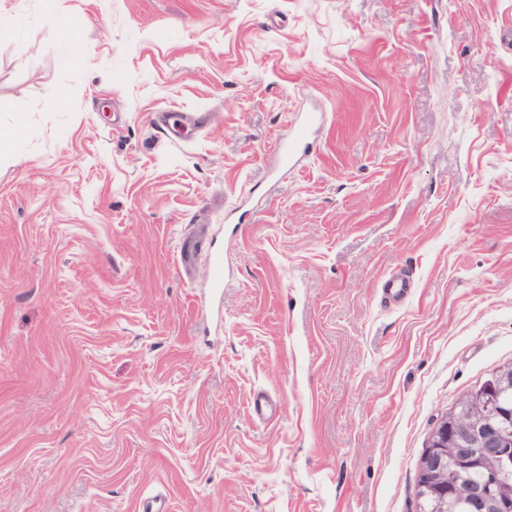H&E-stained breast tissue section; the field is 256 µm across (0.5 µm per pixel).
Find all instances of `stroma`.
<instances>
[{
  "label": "stroma",
  "instance_id": "1",
  "mask_svg": "<svg viewBox=\"0 0 512 512\" xmlns=\"http://www.w3.org/2000/svg\"><path fill=\"white\" fill-rule=\"evenodd\" d=\"M0 14V512H416L512 364V0ZM161 128L191 123L199 127L209 125L208 114L205 112H164L161 114Z\"/></svg>",
  "mask_w": 512,
  "mask_h": 512
}]
</instances>
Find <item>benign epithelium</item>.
I'll return each instance as SVG.
<instances>
[{"instance_id": "7a95c632", "label": "benign epithelium", "mask_w": 512, "mask_h": 512, "mask_svg": "<svg viewBox=\"0 0 512 512\" xmlns=\"http://www.w3.org/2000/svg\"><path fill=\"white\" fill-rule=\"evenodd\" d=\"M512 434V365L470 391L433 432L421 462L417 487L429 512H460L470 504L479 510L500 491L497 480L504 433ZM483 453L484 482L475 485L457 465L466 451Z\"/></svg>"}]
</instances>
